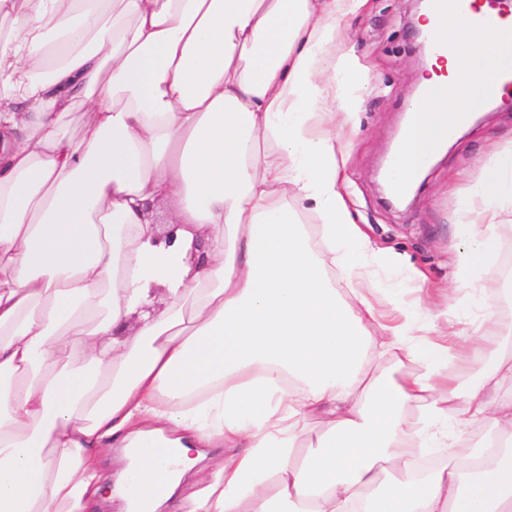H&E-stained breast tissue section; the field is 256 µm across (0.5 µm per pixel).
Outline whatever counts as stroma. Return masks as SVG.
I'll use <instances>...</instances> for the list:
<instances>
[{
  "instance_id": "stroma-1",
  "label": "stroma",
  "mask_w": 512,
  "mask_h": 512,
  "mask_svg": "<svg viewBox=\"0 0 512 512\" xmlns=\"http://www.w3.org/2000/svg\"><path fill=\"white\" fill-rule=\"evenodd\" d=\"M412 0H369L345 25L371 89L348 128L346 174L350 211L379 249L401 254L431 282L450 284L456 271L454 226L458 220V184L478 188L493 147L512 148V107L483 113L448 143L420 178L415 198L406 206L389 205L382 170L402 126L408 104L419 95L416 77L427 65L417 50Z\"/></svg>"
}]
</instances>
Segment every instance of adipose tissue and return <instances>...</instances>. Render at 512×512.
I'll return each instance as SVG.
<instances>
[{"mask_svg": "<svg viewBox=\"0 0 512 512\" xmlns=\"http://www.w3.org/2000/svg\"><path fill=\"white\" fill-rule=\"evenodd\" d=\"M366 2L0 0V512H88L117 487L124 512H512V289L475 276L498 263L512 150L479 212L459 197L445 308H383L377 269L431 286L345 198L369 77L340 22ZM420 26L448 45L409 108L432 159L512 66V26ZM197 448L224 458L188 493Z\"/></svg>", "mask_w": 512, "mask_h": 512, "instance_id": "adipose-tissue-1", "label": "adipose tissue"}]
</instances>
